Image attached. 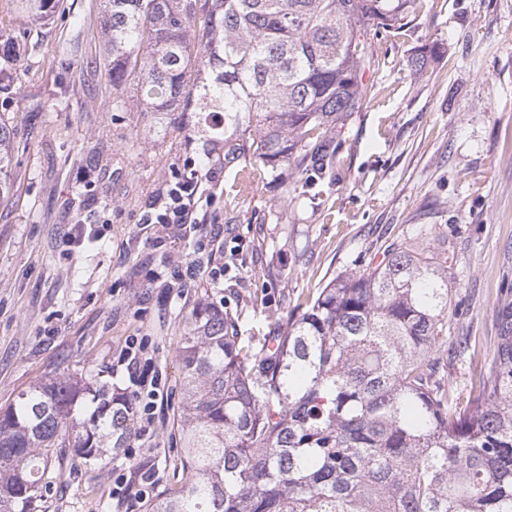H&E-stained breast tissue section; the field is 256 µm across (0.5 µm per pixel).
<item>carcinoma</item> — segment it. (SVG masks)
<instances>
[{
	"label": "carcinoma",
	"instance_id": "cac0c4a2",
	"mask_svg": "<svg viewBox=\"0 0 512 512\" xmlns=\"http://www.w3.org/2000/svg\"><path fill=\"white\" fill-rule=\"evenodd\" d=\"M415 0H103L107 76L146 112L193 100L219 114L224 164L250 155L302 173L332 123L368 94L371 38L405 26ZM35 21L54 0H21ZM437 42L410 59L417 72ZM11 130L0 123V193ZM448 266L391 245L332 278L265 335H239L202 302L180 349L182 478L142 512H512V300L469 399L448 394ZM133 404L104 384L57 377L0 411V512H39L70 448L96 467L130 438Z\"/></svg>",
	"mask_w": 512,
	"mask_h": 512
}]
</instances>
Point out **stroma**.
<instances>
[{
    "mask_svg": "<svg viewBox=\"0 0 512 512\" xmlns=\"http://www.w3.org/2000/svg\"><path fill=\"white\" fill-rule=\"evenodd\" d=\"M101 0H59L34 22L0 0V121L14 132L0 197V409L60 375L121 391L117 362L146 338L168 395L152 431L107 465L64 459L41 512H140L117 483L181 478L178 354L202 297L223 302L243 334L287 315L332 277L380 262L394 242L448 257L449 340L466 339L448 384L466 398L470 368L493 350L496 310L512 294V0H425L399 33L372 41L370 100L337 127L322 169L225 168L189 240L155 247L145 202L185 161L204 160L194 112L142 111L134 86L106 75ZM441 46L426 73L415 47ZM125 104L112 109L113 101ZM224 228V248L205 235ZM80 227V242L67 233ZM195 262L185 287L173 262ZM230 263L220 283L208 264Z\"/></svg>",
    "mask_w": 512,
    "mask_h": 512,
    "instance_id": "stroma-1",
    "label": "stroma"
}]
</instances>
